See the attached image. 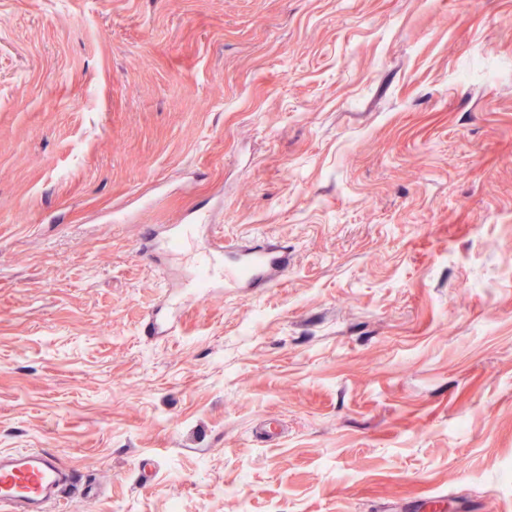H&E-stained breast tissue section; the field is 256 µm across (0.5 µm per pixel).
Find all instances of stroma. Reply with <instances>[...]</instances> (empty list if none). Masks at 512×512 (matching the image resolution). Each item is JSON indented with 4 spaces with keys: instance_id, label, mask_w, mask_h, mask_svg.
I'll return each mask as SVG.
<instances>
[{
    "instance_id": "obj_1",
    "label": "stroma",
    "mask_w": 512,
    "mask_h": 512,
    "mask_svg": "<svg viewBox=\"0 0 512 512\" xmlns=\"http://www.w3.org/2000/svg\"><path fill=\"white\" fill-rule=\"evenodd\" d=\"M192 212L288 269L149 335ZM40 448L97 489L59 512H512V0H0V451Z\"/></svg>"
}]
</instances>
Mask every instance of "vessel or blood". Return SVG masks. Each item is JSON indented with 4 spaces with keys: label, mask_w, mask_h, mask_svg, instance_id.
<instances>
[{
    "label": "vessel or blood",
    "mask_w": 512,
    "mask_h": 512,
    "mask_svg": "<svg viewBox=\"0 0 512 512\" xmlns=\"http://www.w3.org/2000/svg\"><path fill=\"white\" fill-rule=\"evenodd\" d=\"M197 222L179 225L173 252L189 257L205 284L267 283L283 274L287 256L272 251L242 250L228 255L220 242L197 245ZM72 472L50 449L0 453V512H55L73 490Z\"/></svg>",
    "instance_id": "1"
}]
</instances>
